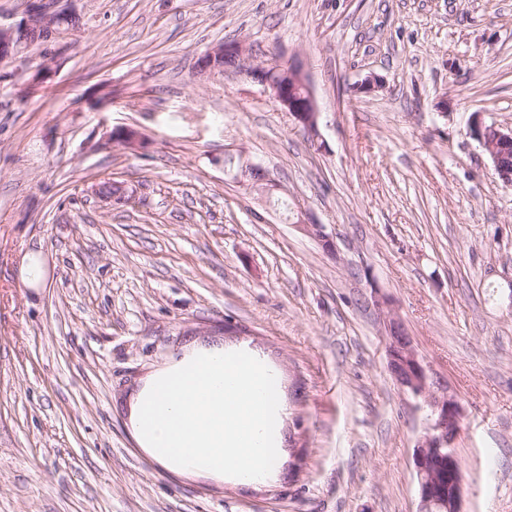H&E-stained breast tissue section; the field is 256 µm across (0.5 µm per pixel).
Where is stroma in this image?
I'll use <instances>...</instances> for the list:
<instances>
[{"instance_id":"stroma-1","label":"stroma","mask_w":512,"mask_h":512,"mask_svg":"<svg viewBox=\"0 0 512 512\" xmlns=\"http://www.w3.org/2000/svg\"><path fill=\"white\" fill-rule=\"evenodd\" d=\"M62 4L78 31L0 63V512H418L425 411L388 370L380 299L462 408L463 512H512V183L470 133L512 128V0ZM232 42L299 60L316 131L238 68L198 73ZM191 343L278 369L270 480L138 447L134 395Z\"/></svg>"}]
</instances>
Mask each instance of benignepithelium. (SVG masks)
<instances>
[{"label": "benign epithelium", "instance_id": "1", "mask_svg": "<svg viewBox=\"0 0 512 512\" xmlns=\"http://www.w3.org/2000/svg\"><path fill=\"white\" fill-rule=\"evenodd\" d=\"M62 9L58 0H28L25 16L16 24H0V60H15L26 50L24 42L17 40L18 29H34L43 39H57L64 35ZM246 53L240 44L212 47L202 56L199 72L211 70L215 60L222 57L239 61ZM53 69L43 66L35 70L25 87V93L41 88L52 76ZM247 75L268 87L277 100L301 124L316 130L319 112L308 80L301 66L249 67ZM472 134L491 157L499 163L502 155L512 149V129L504 131L495 126L476 123ZM297 226L310 237L332 249L324 225L314 224L301 217ZM384 328L388 352V368L403 391L423 401L426 409V426L413 449L412 459L417 480L419 512H462L464 474L462 463L453 450L462 423V413L457 400L446 390L437 392L430 382L426 368L419 360L412 339L402 322L394 316H385Z\"/></svg>", "mask_w": 512, "mask_h": 512}]
</instances>
